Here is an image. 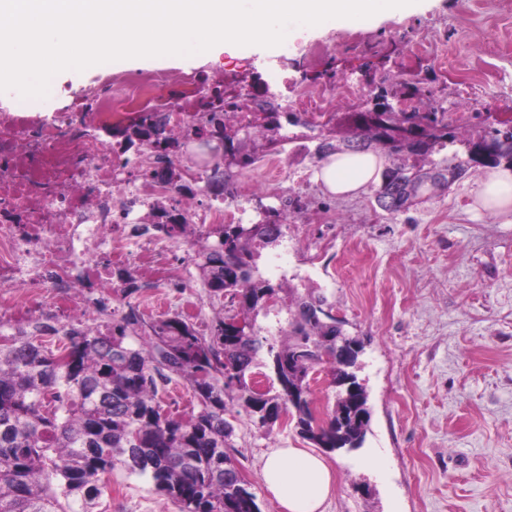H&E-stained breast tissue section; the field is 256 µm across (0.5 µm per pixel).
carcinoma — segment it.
I'll list each match as a JSON object with an SVG mask.
<instances>
[{
  "instance_id": "cac0c4a2",
  "label": "carcinoma",
  "mask_w": 512,
  "mask_h": 512,
  "mask_svg": "<svg viewBox=\"0 0 512 512\" xmlns=\"http://www.w3.org/2000/svg\"><path fill=\"white\" fill-rule=\"evenodd\" d=\"M239 111L236 98L217 84L198 109L191 129L201 136L214 123L224 132V188L235 171L252 166L258 154L279 152L284 144L314 137L316 129L295 112ZM306 132L283 134L281 118ZM402 137L395 151L387 148L381 124ZM323 126L344 128L336 141L322 137L306 150L320 163L336 153L372 152L380 160L379 182L370 183L373 198L389 215L408 212L438 196L445 186L425 179L450 168L465 177L470 158L446 153L458 141L447 113L353 112L332 115ZM152 116L146 115L125 134L123 147L152 151L179 145V137L152 138ZM487 140L497 157L484 164L512 165V133L466 140ZM264 218L255 224H219L217 240L204 246L199 267L210 297L231 294L236 313L213 316L210 333H200L185 317L152 319L131 301L136 278L128 267L112 271L124 284V303L112 309L107 334L96 336L73 327L59 344L21 327L0 335V512H95L104 477L119 468L146 477L179 512H260L255 495L240 479L227 452L233 428L224 418L226 399L236 398L247 415L264 428L283 413L304 438L330 449L352 445L365 432L352 427V404L336 402L314 425L310 373L329 369L332 383L355 374L354 362L336 357V337L344 321L333 305L311 289L304 294L286 278L273 281L259 268L260 249L279 245L282 212L259 205ZM170 213L157 200L152 220L142 232L163 229L178 237L186 224H161ZM287 317H281V314ZM268 320L257 325L258 317ZM274 378L265 392L250 387L255 376ZM179 378L192 390L198 411L184 420L166 412L158 394Z\"/></svg>"
}]
</instances>
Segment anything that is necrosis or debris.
<instances>
[{"mask_svg": "<svg viewBox=\"0 0 512 512\" xmlns=\"http://www.w3.org/2000/svg\"><path fill=\"white\" fill-rule=\"evenodd\" d=\"M98 86L61 98L51 116L0 113V334L18 325L65 334L72 326L104 332L100 309L111 308L112 271L134 263L151 268L147 285L183 295L195 253L190 235L140 237L148 204L177 200L187 223L238 224L239 211L223 203L188 204L192 172L174 185L117 144L135 108L160 110L167 132L185 134L196 122L187 104L205 81L189 75L170 86L161 73L130 86L113 84L111 63Z\"/></svg>", "mask_w": 512, "mask_h": 512, "instance_id": "4bbe7bcc", "label": "necrosis or debris"}]
</instances>
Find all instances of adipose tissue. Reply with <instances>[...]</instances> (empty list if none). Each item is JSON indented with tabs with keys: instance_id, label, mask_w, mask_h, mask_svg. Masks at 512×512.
<instances>
[{
	"instance_id": "1",
	"label": "adipose tissue",
	"mask_w": 512,
	"mask_h": 512,
	"mask_svg": "<svg viewBox=\"0 0 512 512\" xmlns=\"http://www.w3.org/2000/svg\"><path fill=\"white\" fill-rule=\"evenodd\" d=\"M379 165L373 154H337L323 161L317 178L336 195L369 183ZM476 198L501 216H512V167L504 165L479 181ZM262 477L281 512H325L334 472L323 456L305 448H272L262 460Z\"/></svg>"
}]
</instances>
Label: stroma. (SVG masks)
<instances>
[{
  "instance_id": "obj_1",
  "label": "stroma",
  "mask_w": 512,
  "mask_h": 512,
  "mask_svg": "<svg viewBox=\"0 0 512 512\" xmlns=\"http://www.w3.org/2000/svg\"><path fill=\"white\" fill-rule=\"evenodd\" d=\"M338 18L285 49L243 46L216 59L122 62L135 82L196 73L238 95L259 81L283 110L299 111L297 87H352L328 112H357L378 95L410 112L447 113L478 137L512 121V0H417L412 11L357 24ZM421 88L405 94L406 85ZM311 161L262 156L238 172L226 204L258 221L268 182L291 187L303 206L286 220L262 271L286 275L299 293L318 289L365 343L358 373L370 421L361 447L329 452L336 487L326 512H512V223L478 208L484 169L445 195L395 217L370 188L329 193ZM336 217L324 224L321 213ZM230 454L261 512H280L261 476L272 447H309L293 422L258 427L227 404ZM98 512H178L148 479L113 471Z\"/></svg>"
}]
</instances>
